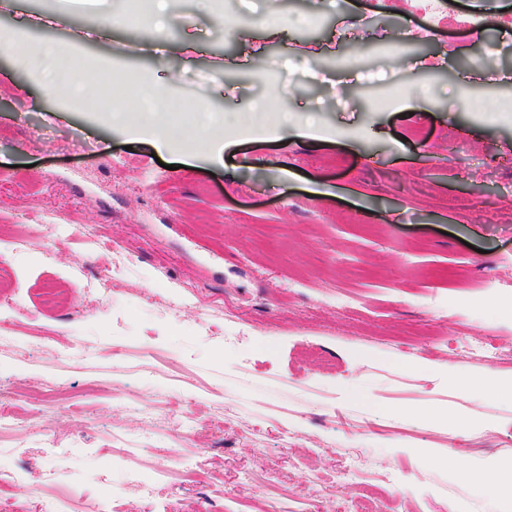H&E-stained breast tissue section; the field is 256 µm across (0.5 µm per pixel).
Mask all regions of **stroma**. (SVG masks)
Segmentation results:
<instances>
[{"mask_svg": "<svg viewBox=\"0 0 512 512\" xmlns=\"http://www.w3.org/2000/svg\"><path fill=\"white\" fill-rule=\"evenodd\" d=\"M35 3L0 0V31L122 58L179 89L187 125L247 129L218 161L162 150L0 47V412L32 423L0 433L18 512L105 494L110 512H512L476 482L512 471V0H437L442 26L410 0L175 6L160 41L113 0ZM163 401L195 430L145 424ZM169 451L195 474L158 473Z\"/></svg>", "mask_w": 512, "mask_h": 512, "instance_id": "stroma-1", "label": "stroma"}]
</instances>
